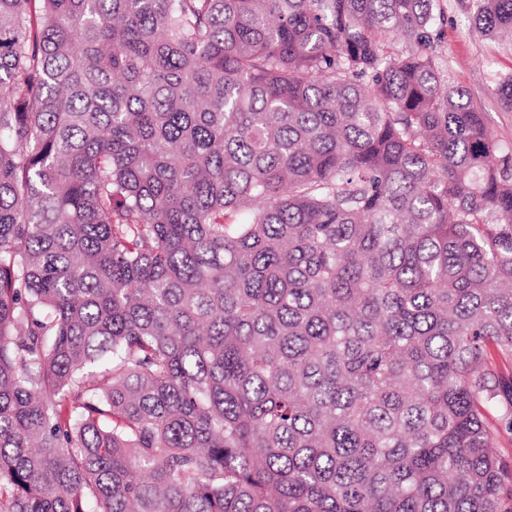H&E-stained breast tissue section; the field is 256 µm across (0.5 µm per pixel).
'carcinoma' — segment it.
Instances as JSON below:
<instances>
[{
  "label": "carcinoma",
  "mask_w": 512,
  "mask_h": 512,
  "mask_svg": "<svg viewBox=\"0 0 512 512\" xmlns=\"http://www.w3.org/2000/svg\"><path fill=\"white\" fill-rule=\"evenodd\" d=\"M443 21L0 0V512H512V150Z\"/></svg>",
  "instance_id": "cac0c4a2"
}]
</instances>
